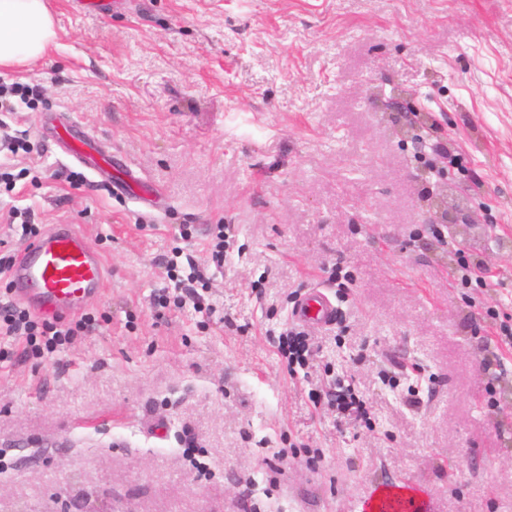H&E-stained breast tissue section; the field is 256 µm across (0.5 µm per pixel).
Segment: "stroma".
<instances>
[{
	"label": "stroma",
	"mask_w": 512,
	"mask_h": 512,
	"mask_svg": "<svg viewBox=\"0 0 512 512\" xmlns=\"http://www.w3.org/2000/svg\"><path fill=\"white\" fill-rule=\"evenodd\" d=\"M50 7L57 46L0 73L36 91L0 113V141L31 147L0 151V209L74 225L111 279L54 357L0 363V512H358L390 482L423 512H512V0ZM413 107L435 124L416 139ZM56 118L151 201L70 182ZM444 182L463 229L426 220ZM179 245L180 275L211 277L205 311L155 298ZM312 288L340 313L296 383L270 333ZM347 386L370 422L312 402Z\"/></svg>",
	"instance_id": "stroma-1"
}]
</instances>
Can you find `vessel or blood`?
<instances>
[{"instance_id":"obj_1","label":"vessel or blood","mask_w":512,"mask_h":512,"mask_svg":"<svg viewBox=\"0 0 512 512\" xmlns=\"http://www.w3.org/2000/svg\"><path fill=\"white\" fill-rule=\"evenodd\" d=\"M106 268L84 234L69 224L49 229L17 257L10 274L15 301L34 312L74 314L101 295ZM337 308L318 288L309 290L293 310L296 321L324 327ZM412 496L387 494L363 506L364 512H415Z\"/></svg>"}]
</instances>
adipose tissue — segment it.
I'll list each match as a JSON object with an SVG mask.
<instances>
[{
	"label": "adipose tissue",
	"instance_id": "ef3b65f1",
	"mask_svg": "<svg viewBox=\"0 0 512 512\" xmlns=\"http://www.w3.org/2000/svg\"><path fill=\"white\" fill-rule=\"evenodd\" d=\"M56 40L49 0H0V69L34 62Z\"/></svg>",
	"mask_w": 512,
	"mask_h": 512
}]
</instances>
